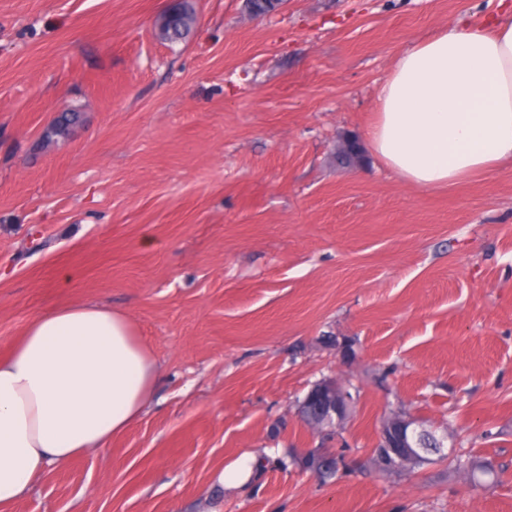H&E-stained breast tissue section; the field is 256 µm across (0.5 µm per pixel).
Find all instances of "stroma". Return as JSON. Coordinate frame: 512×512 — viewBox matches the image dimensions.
<instances>
[{
  "instance_id": "35a3bbf8",
  "label": "stroma",
  "mask_w": 512,
  "mask_h": 512,
  "mask_svg": "<svg viewBox=\"0 0 512 512\" xmlns=\"http://www.w3.org/2000/svg\"><path fill=\"white\" fill-rule=\"evenodd\" d=\"M181 1L0 0V354L93 303L161 367L147 412L7 512H512V166L423 190L366 147L403 50L499 0H185L193 33L158 41ZM323 380L359 388L331 438L298 415ZM398 407L502 483L367 468ZM316 448L348 471L319 481ZM247 453L289 465L221 484Z\"/></svg>"
}]
</instances>
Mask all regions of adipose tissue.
Masks as SVG:
<instances>
[{
	"label": "adipose tissue",
	"mask_w": 512,
	"mask_h": 512,
	"mask_svg": "<svg viewBox=\"0 0 512 512\" xmlns=\"http://www.w3.org/2000/svg\"><path fill=\"white\" fill-rule=\"evenodd\" d=\"M402 179L441 189L512 165V4L398 57L367 131ZM161 368L129 318L100 304L35 317L0 356V508L46 470L103 447L150 405Z\"/></svg>",
	"instance_id": "ef3b65f1"
}]
</instances>
